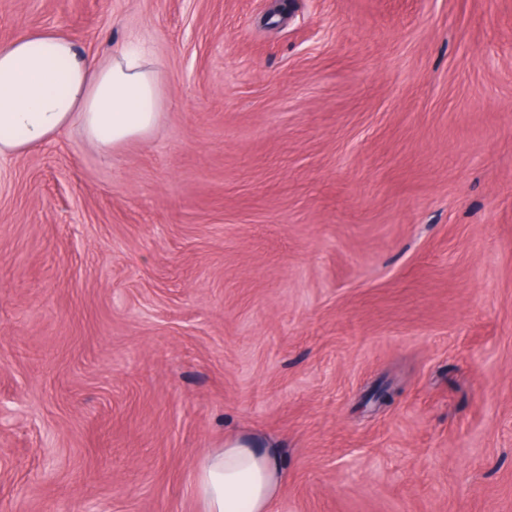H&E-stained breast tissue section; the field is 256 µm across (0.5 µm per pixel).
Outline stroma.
Returning <instances> with one entry per match:
<instances>
[{
    "label": "stroma",
    "mask_w": 512,
    "mask_h": 512,
    "mask_svg": "<svg viewBox=\"0 0 512 512\" xmlns=\"http://www.w3.org/2000/svg\"><path fill=\"white\" fill-rule=\"evenodd\" d=\"M164 112L0 158V512H512V0H0ZM391 394L375 401L377 386ZM284 480L273 449L239 437L196 462L192 492L203 512H273Z\"/></svg>",
    "instance_id": "1"
}]
</instances>
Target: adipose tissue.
<instances>
[{
  "mask_svg": "<svg viewBox=\"0 0 512 512\" xmlns=\"http://www.w3.org/2000/svg\"><path fill=\"white\" fill-rule=\"evenodd\" d=\"M163 111L156 70L141 50L81 54L53 30L0 44V156H20L79 126L107 151L147 135ZM285 480L279 457L233 438L195 464L192 492L203 512H272Z\"/></svg>",
  "mask_w": 512,
  "mask_h": 512,
  "instance_id": "adipose-tissue-1",
  "label": "adipose tissue"
}]
</instances>
